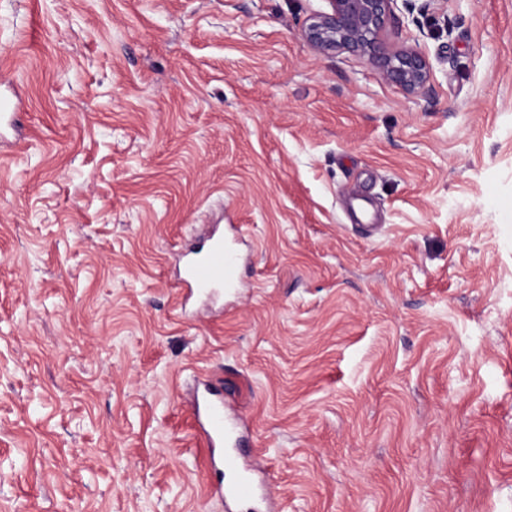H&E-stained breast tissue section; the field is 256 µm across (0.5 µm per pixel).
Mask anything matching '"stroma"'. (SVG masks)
<instances>
[{"mask_svg":"<svg viewBox=\"0 0 512 512\" xmlns=\"http://www.w3.org/2000/svg\"><path fill=\"white\" fill-rule=\"evenodd\" d=\"M395 0L432 99L301 31L326 0H0V512H512V0ZM236 224L242 290L180 306ZM191 412L210 450V472L217 476L214 485L217 497L225 505L253 497L256 493L254 469L243 460L244 436L238 430L240 418L231 419L226 415L224 398L205 380L199 382ZM226 473L229 474L227 480Z\"/></svg>","mask_w":512,"mask_h":512,"instance_id":"obj_1","label":"stroma"}]
</instances>
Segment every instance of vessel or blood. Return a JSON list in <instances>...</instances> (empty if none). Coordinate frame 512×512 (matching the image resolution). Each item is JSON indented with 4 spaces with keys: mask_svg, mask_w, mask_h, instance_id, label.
I'll return each instance as SVG.
<instances>
[{
    "mask_svg": "<svg viewBox=\"0 0 512 512\" xmlns=\"http://www.w3.org/2000/svg\"><path fill=\"white\" fill-rule=\"evenodd\" d=\"M182 258L180 280L186 297L207 296L221 288L237 287L239 283V257L225 247L223 235H212L209 245L189 247ZM191 412L210 450V471L217 477L214 489L218 498L229 503L253 497L256 493L253 468L243 459L244 437L239 422L227 416L223 397L209 382L199 383Z\"/></svg>",
    "mask_w": 512,
    "mask_h": 512,
    "instance_id": "1",
    "label": "vessel or blood"
}]
</instances>
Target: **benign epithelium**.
I'll use <instances>...</instances> for the list:
<instances>
[{
  "label": "benign epithelium",
  "mask_w": 512,
  "mask_h": 512,
  "mask_svg": "<svg viewBox=\"0 0 512 512\" xmlns=\"http://www.w3.org/2000/svg\"><path fill=\"white\" fill-rule=\"evenodd\" d=\"M329 10L314 13L302 30L321 51L366 56L384 78L410 94L429 96V63L418 46L390 48L383 38L395 0H327Z\"/></svg>",
  "instance_id": "obj_1"
}]
</instances>
